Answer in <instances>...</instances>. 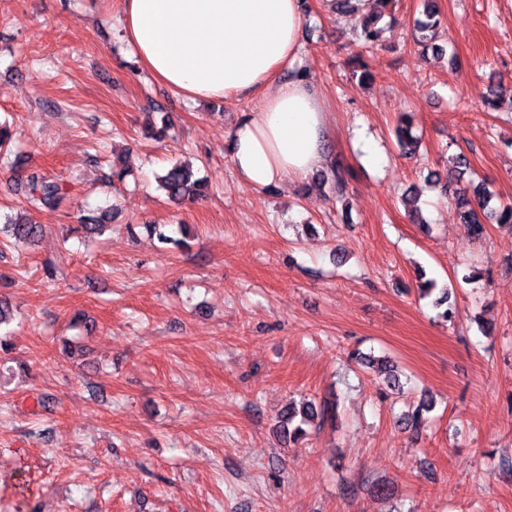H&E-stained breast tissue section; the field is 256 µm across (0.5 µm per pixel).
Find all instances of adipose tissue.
<instances>
[{"label": "adipose tissue", "instance_id": "ef3b65f1", "mask_svg": "<svg viewBox=\"0 0 512 512\" xmlns=\"http://www.w3.org/2000/svg\"><path fill=\"white\" fill-rule=\"evenodd\" d=\"M127 44L159 82L193 99L257 95L230 135V161L256 189L305 181L326 162L314 82L294 75L300 0H122Z\"/></svg>", "mask_w": 512, "mask_h": 512}]
</instances>
